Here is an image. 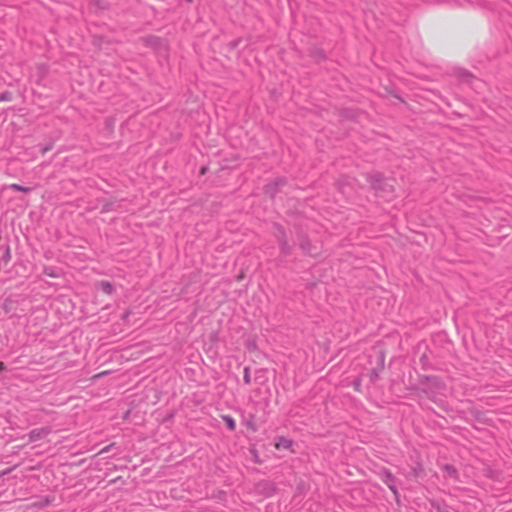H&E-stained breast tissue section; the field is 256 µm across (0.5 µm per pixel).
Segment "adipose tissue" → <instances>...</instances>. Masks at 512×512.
Masks as SVG:
<instances>
[{
  "mask_svg": "<svg viewBox=\"0 0 512 512\" xmlns=\"http://www.w3.org/2000/svg\"><path fill=\"white\" fill-rule=\"evenodd\" d=\"M407 35L417 53L439 71L477 66L501 38L497 17L477 0H421Z\"/></svg>",
  "mask_w": 512,
  "mask_h": 512,
  "instance_id": "obj_1",
  "label": "adipose tissue"
}]
</instances>
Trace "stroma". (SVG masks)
Wrapping results in <instances>:
<instances>
[{
  "label": "stroma",
  "mask_w": 512,
  "mask_h": 512,
  "mask_svg": "<svg viewBox=\"0 0 512 512\" xmlns=\"http://www.w3.org/2000/svg\"><path fill=\"white\" fill-rule=\"evenodd\" d=\"M0 0V512H512V0ZM407 35L438 71L477 66L501 38L497 17L477 0H422L409 16Z\"/></svg>",
  "instance_id": "stroma-1"
}]
</instances>
